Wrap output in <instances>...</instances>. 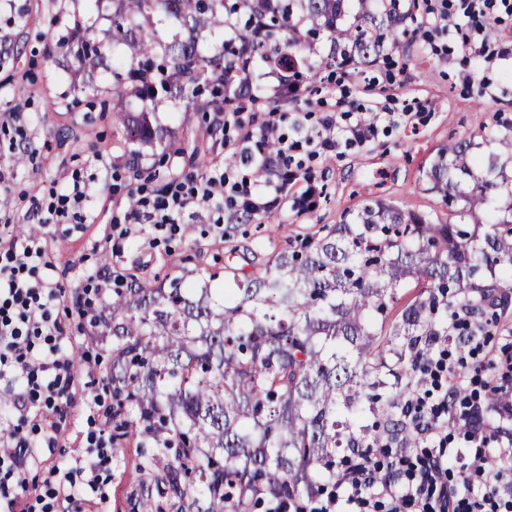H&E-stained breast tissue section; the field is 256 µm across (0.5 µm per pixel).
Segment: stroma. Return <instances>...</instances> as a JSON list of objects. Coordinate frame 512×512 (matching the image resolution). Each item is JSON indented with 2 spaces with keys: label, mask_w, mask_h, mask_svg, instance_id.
Wrapping results in <instances>:
<instances>
[{
  "label": "stroma",
  "mask_w": 512,
  "mask_h": 512,
  "mask_svg": "<svg viewBox=\"0 0 512 512\" xmlns=\"http://www.w3.org/2000/svg\"><path fill=\"white\" fill-rule=\"evenodd\" d=\"M428 4L434 12L453 8L449 28L440 31L404 22L397 44L387 46L371 68L321 65L330 49L323 38L304 49V99L280 104L282 133L294 135L297 123L317 120L327 112H347L356 103L410 114L408 123L380 130L366 145L310 161L324 186L312 211L298 213L300 188L295 185L284 204L250 223L219 229L207 217L187 216L179 224L151 230L153 246L127 241L115 250L108 242L113 215L128 207L136 188L149 194L171 179L192 174L188 155L174 152L172 144L186 134L206 133L209 115L186 111L178 99L162 103L150 114L159 137L130 143L104 109L108 72H97L95 95L75 102V65L60 41L75 20L91 13L97 15L99 28H108L111 0H99L94 7L86 0H0V30L12 33L15 41L13 51L0 56V110H19L14 124L0 127V167L13 173L0 182V212L11 218L10 223L0 222V234L10 235L13 225L29 223L33 204L53 202L66 181L79 179L95 191L89 204L96 214L94 223L49 224L39 233L65 288L54 308L66 327L64 340L91 361L92 372L85 381L88 390H102V404L89 410L83 400H76L58 448L45 452L43 468L29 475V512L42 510L49 468L82 452L88 434L112 422V394L104 389L112 365V339L103 327L79 323L74 315L77 304L91 296L83 274L100 265L102 255H109L113 274L136 269L151 279L192 269L220 274L238 267L253 272L289 242L324 234L371 199L392 202L436 222L449 220L445 201L428 191L422 170L440 149L465 139L473 142L477 155L499 150L500 121L512 118V0H495L486 22L491 48L507 52L502 59L476 56L464 46L470 21L456 12L457 0ZM66 127L73 130V138L58 139L57 130ZM23 132L33 137L32 152L19 159L6 146ZM145 455L138 439L115 441L110 477L99 494L77 504L74 512H139L144 489L155 485L140 469Z\"/></svg>",
  "instance_id": "1"
}]
</instances>
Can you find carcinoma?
<instances>
[{
    "label": "carcinoma",
    "mask_w": 512,
    "mask_h": 512,
    "mask_svg": "<svg viewBox=\"0 0 512 512\" xmlns=\"http://www.w3.org/2000/svg\"><path fill=\"white\" fill-rule=\"evenodd\" d=\"M346 0H112V40L79 22L63 37L68 54L94 72H112V119L131 142L157 136L135 100L178 97L206 107L202 85L224 102L248 98L238 81L267 57L282 29L276 64H303L312 31L328 33V60L376 62L403 16L400 0H358L355 23L338 26ZM244 12L225 46L201 51L199 34ZM182 31L166 41L159 26ZM503 150L479 158L461 141L426 171L430 190L462 203L456 222L382 200L279 252L263 272L156 281L129 272L113 283L112 400L115 430L153 448L142 468L155 474L180 512H257L273 502L308 506L336 477V449L359 448L367 416L386 407L384 429L398 438L401 402L411 389L408 354L448 328L459 309L495 320L512 302V124ZM491 230L462 225L477 211ZM424 283L418 299L389 317L400 290Z\"/></svg>",
    "instance_id": "1"
}]
</instances>
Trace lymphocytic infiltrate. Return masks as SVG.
Instances as JSON below:
<instances>
[{"mask_svg":"<svg viewBox=\"0 0 512 512\" xmlns=\"http://www.w3.org/2000/svg\"><path fill=\"white\" fill-rule=\"evenodd\" d=\"M281 121V115L272 112L261 127L247 131L236 113L215 110L213 131L240 133L235 143L240 174L214 166L196 178L172 179L160 195L137 193L128 211L114 220L113 241L139 237L148 224L161 228L179 223L187 213H208L220 225L227 212H268L289 186L303 180L305 160L366 144L375 139L380 123L394 124L398 118L391 112L370 117L360 113L343 123L326 114L315 125L301 128L296 138L280 133ZM267 140L276 141V155L263 151ZM259 166L270 170L272 181L261 184L253 178ZM88 195L85 185L72 180L57 203L36 206L38 224L81 219ZM54 268L42 236L0 239V379L16 384L12 403L17 411L26 413L41 404L63 419L74 403L77 369L62 348L64 328L53 312ZM469 326L468 312H458L448 336L437 337L428 355L413 358L417 390L405 405L404 437L409 444L404 452L393 454L379 440L354 449L345 469L318 498L315 512H512V483L503 470L485 466L491 431L500 435L497 457H512V413L490 408L474 395L459 400L454 390L466 373L484 376L471 368L472 352L484 344ZM463 329L469 332L465 351L449 353L448 342ZM492 418L498 422L494 430L488 425ZM452 421L467 425L463 447L448 443ZM111 461L112 438L98 430L88 436L82 454L70 457L66 470L54 471L46 481L47 498L78 503L87 491L98 489ZM39 464L20 429L0 423V499L11 510L24 498L28 476Z\"/></svg>","mask_w":512,"mask_h":512,"instance_id":"f902f5d3","label":"lymphocytic infiltrate"}]
</instances>
